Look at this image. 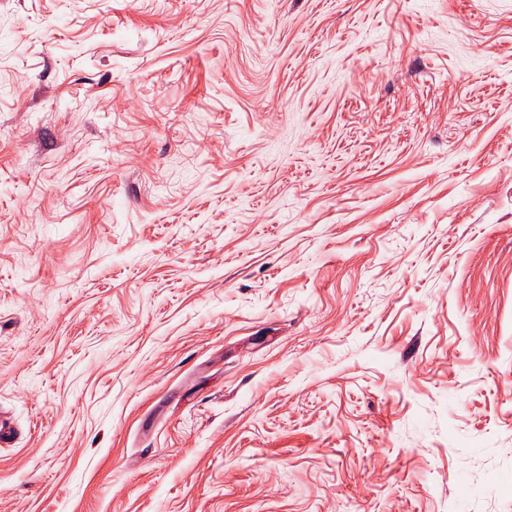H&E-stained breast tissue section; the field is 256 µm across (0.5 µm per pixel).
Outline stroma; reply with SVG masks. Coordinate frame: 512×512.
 <instances>
[{"label": "stroma", "mask_w": 512, "mask_h": 512, "mask_svg": "<svg viewBox=\"0 0 512 512\" xmlns=\"http://www.w3.org/2000/svg\"><path fill=\"white\" fill-rule=\"evenodd\" d=\"M0 512H512V0H0Z\"/></svg>", "instance_id": "1"}]
</instances>
